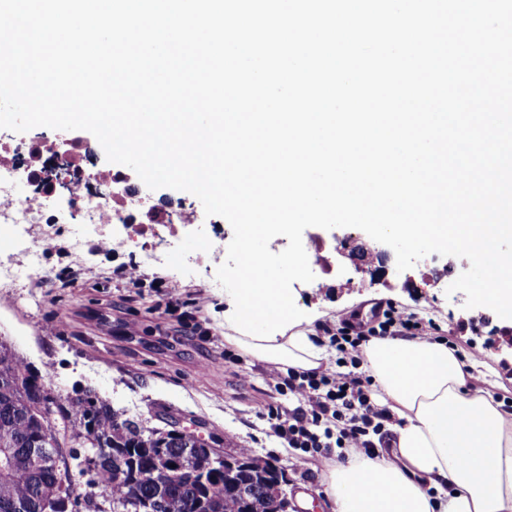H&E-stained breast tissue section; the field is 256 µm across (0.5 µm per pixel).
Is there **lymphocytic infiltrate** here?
I'll list each match as a JSON object with an SVG mask.
<instances>
[{
	"mask_svg": "<svg viewBox=\"0 0 512 512\" xmlns=\"http://www.w3.org/2000/svg\"><path fill=\"white\" fill-rule=\"evenodd\" d=\"M394 329L410 338L423 333L418 321L392 309L375 328L362 329L347 322L336 329L323 326V333L336 348L337 369L289 370L286 384L302 404L288 417L273 415L269 436L282 447L324 457L335 448L371 456L376 447H388L392 417L373 404L369 389L372 379L359 368L363 344Z\"/></svg>",
	"mask_w": 512,
	"mask_h": 512,
	"instance_id": "obj_1",
	"label": "lymphocytic infiltrate"
}]
</instances>
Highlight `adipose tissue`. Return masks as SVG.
<instances>
[{
  "instance_id": "ef3b65f1",
  "label": "adipose tissue",
  "mask_w": 512,
  "mask_h": 512,
  "mask_svg": "<svg viewBox=\"0 0 512 512\" xmlns=\"http://www.w3.org/2000/svg\"><path fill=\"white\" fill-rule=\"evenodd\" d=\"M364 368L399 419L392 455L327 466L336 512H512V411L472 381L487 364L444 342L374 338Z\"/></svg>"
}]
</instances>
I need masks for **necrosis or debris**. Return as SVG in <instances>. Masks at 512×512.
Returning <instances> with one entry per match:
<instances>
[{
	"label": "necrosis or debris",
	"mask_w": 512,
	"mask_h": 512,
	"mask_svg": "<svg viewBox=\"0 0 512 512\" xmlns=\"http://www.w3.org/2000/svg\"><path fill=\"white\" fill-rule=\"evenodd\" d=\"M29 164L0 166V241L11 240L13 248L24 254L26 264L0 259V280L21 277L24 271L42 272L44 242L53 240L59 225L80 227L74 246L111 232V226L129 223L141 203L126 186L125 174L111 170H88L75 180L69 193L68 210L60 212L52 205L53 191L47 190L43 165L53 161L64 169L73 168L87 148L76 143L73 151L58 152L45 137H35L28 146ZM38 225V234H30V225Z\"/></svg>",
	"instance_id": "necrosis-or-debris-1"
}]
</instances>
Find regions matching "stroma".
I'll list each match as a JSON object with an SVG mask.
<instances>
[{
	"instance_id": "35a3bbf8",
	"label": "stroma",
	"mask_w": 512,
	"mask_h": 512,
	"mask_svg": "<svg viewBox=\"0 0 512 512\" xmlns=\"http://www.w3.org/2000/svg\"><path fill=\"white\" fill-rule=\"evenodd\" d=\"M129 190L145 207L161 213L183 205L195 223L174 240L157 239L167 264L138 267L134 252L108 236L70 248L69 228L44 246V277L0 283V341H5L46 383L57 400L95 390L120 417L139 421L144 431L162 427L164 416L200 422L220 438L225 451L250 449L252 456L284 468L306 512H333L322 484L325 458L292 453L268 435L267 413L287 415L298 399L274 388L282 373L253 360L224 340V300L215 284L225 251L200 256L199 245L213 227L230 231L223 217L205 215L193 194L170 188L151 190L127 170ZM364 238L354 228H307L302 236L312 282H296L292 292L308 315L306 329L339 320L364 307H396L429 324L430 333L462 355L490 367L480 389L512 406L507 376L495 342L504 341L512 321L486 307L466 308V296L447 287L469 265L453 256L431 254L413 268L396 269L393 249L372 242L370 257L344 256L337 240Z\"/></svg>"
}]
</instances>
